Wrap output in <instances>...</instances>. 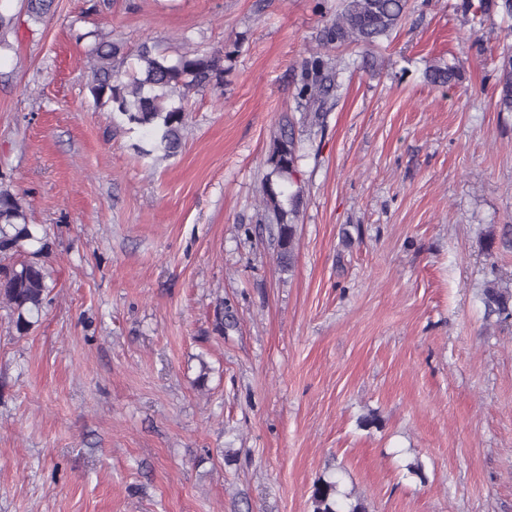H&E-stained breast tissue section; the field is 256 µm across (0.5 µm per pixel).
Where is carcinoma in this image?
Instances as JSON below:
<instances>
[{"label": "carcinoma", "mask_w": 512, "mask_h": 512, "mask_svg": "<svg viewBox=\"0 0 512 512\" xmlns=\"http://www.w3.org/2000/svg\"><path fill=\"white\" fill-rule=\"evenodd\" d=\"M25 2L28 16L39 23L53 0ZM406 8L407 0H343L342 9L320 31V44L371 46L392 35ZM87 37L94 38L89 53L95 60L92 86L95 103L111 110L116 125L130 132L140 131L147 138L145 144H133L141 159L155 162L177 155L184 146L189 93L211 86L222 87L224 62L232 61L234 52H186L172 60L146 41L128 49L93 31L77 39ZM304 69L305 78L296 94L300 121L317 126L325 117L321 109L329 91L330 66L317 53L305 61ZM425 77L433 86L446 87L458 73L439 63L429 66ZM494 94L499 111L512 112L511 46L498 54ZM299 151L294 118L285 114L267 157L268 173L263 181L265 217L277 227L276 260L283 270L293 265L301 190L287 194L281 186L297 183ZM283 196L288 201L286 207L281 200ZM26 241L42 243L16 196L0 189V253L15 251ZM50 291L43 265L26 258L0 264V304L12 312L18 334L24 335L31 329ZM483 303L486 315H495L503 322L512 319V291L492 282L483 290ZM310 500L313 512H369L363 499L341 491L339 482L331 477H320L314 482Z\"/></svg>", "instance_id": "cac0c4a2"}]
</instances>
